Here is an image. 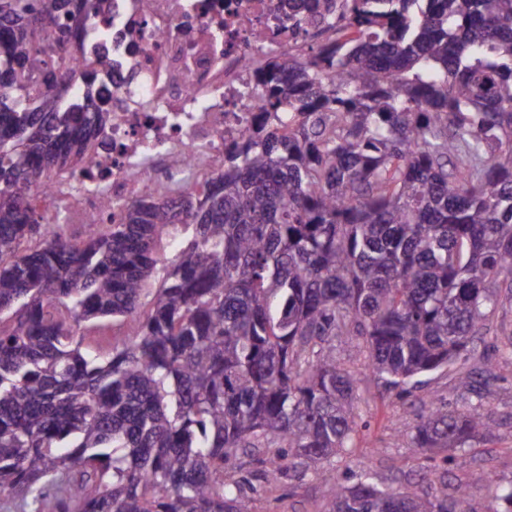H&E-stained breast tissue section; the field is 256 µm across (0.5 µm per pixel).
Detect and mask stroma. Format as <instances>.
Masks as SVG:
<instances>
[{
  "instance_id": "stroma-1",
  "label": "stroma",
  "mask_w": 512,
  "mask_h": 512,
  "mask_svg": "<svg viewBox=\"0 0 512 512\" xmlns=\"http://www.w3.org/2000/svg\"><path fill=\"white\" fill-rule=\"evenodd\" d=\"M466 370L480 374L494 369L497 379L482 403L488 415L489 433L478 436L464 449L451 448L425 459L410 449V433L423 413L420 399L439 396L449 409L463 408L465 401L452 376L431 380L426 389L401 399L362 381L356 400L357 435L352 451L334 464L336 481L353 484L360 474L370 473L386 485L422 493L447 478L449 486L464 485L470 512H494L483 475L512 480V360L483 341L471 346ZM252 512H322L325 488L321 477H288L275 484L255 483L250 493Z\"/></svg>"
}]
</instances>
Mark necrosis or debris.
I'll use <instances>...</instances> for the list:
<instances>
[{"mask_svg":"<svg viewBox=\"0 0 512 512\" xmlns=\"http://www.w3.org/2000/svg\"><path fill=\"white\" fill-rule=\"evenodd\" d=\"M281 0H103L76 56L93 61L95 96L111 120L82 168L29 195L50 219L121 221L145 188L197 190L258 110L255 76L268 56L311 42ZM111 198L113 210L101 208Z\"/></svg>","mask_w":512,"mask_h":512,"instance_id":"1","label":"necrosis or debris"}]
</instances>
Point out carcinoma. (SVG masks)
Listing matches in <instances>:
<instances>
[{"mask_svg": "<svg viewBox=\"0 0 512 512\" xmlns=\"http://www.w3.org/2000/svg\"><path fill=\"white\" fill-rule=\"evenodd\" d=\"M63 5L87 19L100 0H0V495L251 512L228 470L261 455L267 483L323 476L324 512H469L446 482L336 485L357 391L336 343L408 393L512 304V0H312L331 33L257 72L259 112L203 193H145L82 241L28 198L109 121L93 81L80 101L37 84L49 51L62 79L81 65ZM114 323L127 336L93 347ZM486 428L480 404L433 403L411 448ZM487 486L512 512V480Z\"/></svg>", "mask_w": 512, "mask_h": 512, "instance_id": "1", "label": "carcinoma"}]
</instances>
